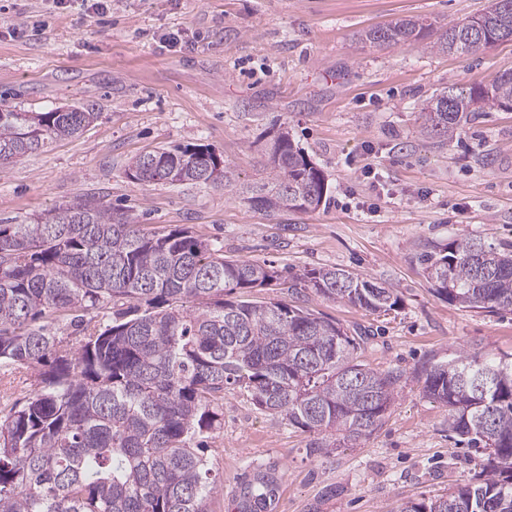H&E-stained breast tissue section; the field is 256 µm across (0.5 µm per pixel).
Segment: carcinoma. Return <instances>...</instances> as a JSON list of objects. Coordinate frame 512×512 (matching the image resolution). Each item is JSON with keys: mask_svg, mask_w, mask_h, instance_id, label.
<instances>
[{"mask_svg": "<svg viewBox=\"0 0 512 512\" xmlns=\"http://www.w3.org/2000/svg\"><path fill=\"white\" fill-rule=\"evenodd\" d=\"M429 26L401 19L360 40L394 46ZM512 34V0L445 30L431 49L468 55ZM512 108V70L492 83L453 84L421 105L422 132L451 138L476 116ZM93 109L22 112L0 107V173L47 144L80 134ZM202 145L130 158L135 184L220 182L251 207L307 213L327 200L323 172L288 132L273 139L266 175L239 182ZM434 292L463 308L512 311V243L476 238L418 254ZM282 283L372 313L398 290L342 268L281 281L270 265L227 259L185 228L145 233L131 216L82 200L29 224H0V363L34 371L38 388L0 415V512H207L217 489L205 450L224 425V389L247 391L261 411L313 435L311 455L382 425L401 375L359 360L356 338L313 310L236 298ZM73 315L68 346L48 319ZM448 410V430L483 451L480 472L450 496L403 512H512V354L460 353L420 376ZM280 476L256 472L237 512H268Z\"/></svg>", "mask_w": 512, "mask_h": 512, "instance_id": "cac0c4a2", "label": "carcinoma"}]
</instances>
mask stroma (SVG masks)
I'll return each mask as SVG.
<instances>
[{
	"mask_svg": "<svg viewBox=\"0 0 512 512\" xmlns=\"http://www.w3.org/2000/svg\"><path fill=\"white\" fill-rule=\"evenodd\" d=\"M490 0H114L87 22L82 0H0V105L48 112L88 104L96 120L0 173V220L27 222L95 200L149 231L186 228L225 256L288 277L338 267L396 288L374 314L312 291L270 286L259 302L305 306L362 333L372 367L401 372L385 423L330 456L309 434L224 392V427L206 456L222 487L208 512H233L260 466L281 475L271 512H403L451 493L476 452L416 376L456 351L512 354V311L461 308L432 290L417 255L461 237L512 242V110L483 113L453 140L421 131L420 103L442 87L490 83L512 70V42L468 56L430 50L448 26ZM425 17L427 38L372 47L362 30ZM181 30L186 44L160 36ZM322 170L325 206L267 213L220 185L140 186L128 160L162 147L207 146L254 181L278 130Z\"/></svg>",
	"mask_w": 512,
	"mask_h": 512,
	"instance_id": "35a3bbf8",
	"label": "stroma"
}]
</instances>
